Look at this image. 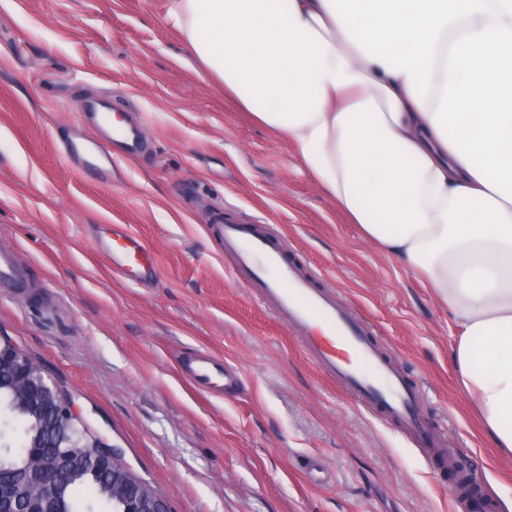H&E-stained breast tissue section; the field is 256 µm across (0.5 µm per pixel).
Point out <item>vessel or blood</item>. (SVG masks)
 Returning <instances> with one entry per match:
<instances>
[{
  "instance_id": "obj_1",
  "label": "vessel or blood",
  "mask_w": 512,
  "mask_h": 512,
  "mask_svg": "<svg viewBox=\"0 0 512 512\" xmlns=\"http://www.w3.org/2000/svg\"><path fill=\"white\" fill-rule=\"evenodd\" d=\"M84 120L92 128V135L75 133L64 153L100 179H110L114 148L138 152L143 144L142 128L135 123L125 129L113 127L104 99L89 105ZM211 225L225 250L238 257L236 277L244 280L282 323L304 338L324 373L341 381L364 404L383 407L409 431L430 433V426L420 421L415 411L417 387L382 356L366 324L350 308L339 304L290 264L283 249L272 244L263 232L244 224L225 223L220 211L213 213ZM99 249L126 277L142 280L154 270L153 254L127 225H113L111 236L100 242ZM31 285L17 251L1 246L0 288L19 292ZM180 370L195 388L208 393L231 390L238 380L226 361L206 352L187 359Z\"/></svg>"
}]
</instances>
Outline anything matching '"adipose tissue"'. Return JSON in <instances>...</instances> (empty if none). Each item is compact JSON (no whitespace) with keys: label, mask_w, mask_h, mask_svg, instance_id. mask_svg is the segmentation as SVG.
Masks as SVG:
<instances>
[{"label":"adipose tissue","mask_w":512,"mask_h":512,"mask_svg":"<svg viewBox=\"0 0 512 512\" xmlns=\"http://www.w3.org/2000/svg\"><path fill=\"white\" fill-rule=\"evenodd\" d=\"M207 75L443 303L512 455V0H170Z\"/></svg>","instance_id":"ef3b65f1"}]
</instances>
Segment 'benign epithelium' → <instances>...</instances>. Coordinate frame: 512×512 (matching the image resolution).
I'll return each instance as SVG.
<instances>
[{
    "label": "benign epithelium",
    "mask_w": 512,
    "mask_h": 512,
    "mask_svg": "<svg viewBox=\"0 0 512 512\" xmlns=\"http://www.w3.org/2000/svg\"><path fill=\"white\" fill-rule=\"evenodd\" d=\"M5 384L46 406L53 462L47 468L34 464L22 473L0 466V512H65L62 481L75 468L92 474L109 471L122 512H170L165 500L150 496L145 483L128 481L131 471L119 449L76 455L84 424L74 404L60 395L58 386L49 382L37 362L0 336V387Z\"/></svg>",
    "instance_id": "7a95c632"
}]
</instances>
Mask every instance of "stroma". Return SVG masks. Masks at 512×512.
Wrapping results in <instances>:
<instances>
[{
    "label": "stroma",
    "instance_id": "1",
    "mask_svg": "<svg viewBox=\"0 0 512 512\" xmlns=\"http://www.w3.org/2000/svg\"><path fill=\"white\" fill-rule=\"evenodd\" d=\"M170 0H0V246L43 291L0 290V334L72 396L92 431L173 512H455L463 479L512 512V456L457 389L448 311L367 243L293 147L205 76ZM141 120L146 148L109 181L63 155L84 104ZM257 224L353 307L417 385L449 461L331 380L232 275L209 218ZM153 249L152 279L97 253L111 225ZM240 382L207 395L178 373L198 351Z\"/></svg>",
    "mask_w": 512,
    "mask_h": 512
}]
</instances>
